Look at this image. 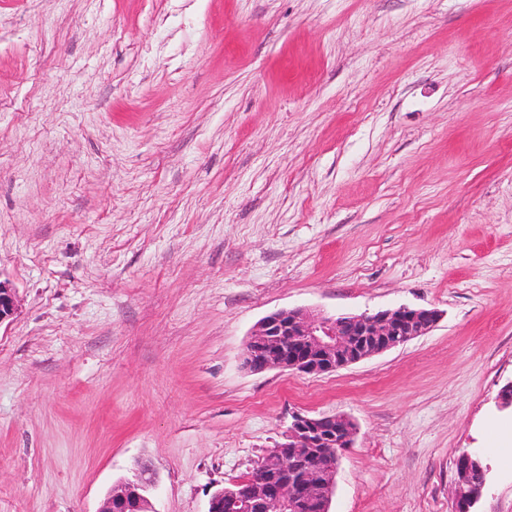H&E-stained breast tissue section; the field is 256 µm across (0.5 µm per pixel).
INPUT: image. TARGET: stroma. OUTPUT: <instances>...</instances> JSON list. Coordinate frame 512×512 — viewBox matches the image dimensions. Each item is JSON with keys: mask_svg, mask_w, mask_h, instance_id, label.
Segmentation results:
<instances>
[{"mask_svg": "<svg viewBox=\"0 0 512 512\" xmlns=\"http://www.w3.org/2000/svg\"><path fill=\"white\" fill-rule=\"evenodd\" d=\"M0 512H207L293 410L330 512H512V0H0ZM434 308L334 373L243 370L270 312ZM454 481V508L456 512H476L474 509L482 497L488 467L483 460L463 452L456 462ZM145 464H137L132 479L120 480L104 498L98 512H150L148 493L154 478ZM115 505L123 510H115Z\"/></svg>", "mask_w": 512, "mask_h": 512, "instance_id": "stroma-1", "label": "stroma"}]
</instances>
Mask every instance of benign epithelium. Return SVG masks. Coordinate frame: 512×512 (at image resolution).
<instances>
[{
	"mask_svg": "<svg viewBox=\"0 0 512 512\" xmlns=\"http://www.w3.org/2000/svg\"><path fill=\"white\" fill-rule=\"evenodd\" d=\"M15 310V290L0 280V323ZM439 318L435 309L410 306L342 316L281 309L256 324L245 345L243 366L255 373L281 369L327 374L424 336ZM355 434V423L345 415L293 413L284 440L253 467L247 494H239L234 482L211 494L207 512H303L309 507L329 512L336 468ZM321 448L336 449L328 464L301 462L318 455ZM456 470L455 512H475L488 467L480 457L464 452ZM153 486L148 466L140 463L133 478L112 488L98 512H149L148 493Z\"/></svg>",
	"mask_w": 512,
	"mask_h": 512,
	"instance_id": "obj_1",
	"label": "benign epithelium"
}]
</instances>
